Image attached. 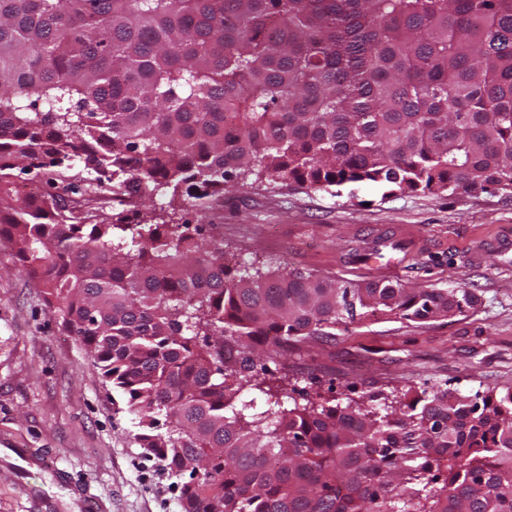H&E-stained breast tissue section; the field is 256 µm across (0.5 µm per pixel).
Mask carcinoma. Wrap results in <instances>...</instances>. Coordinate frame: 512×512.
Returning <instances> with one entry per match:
<instances>
[{
	"instance_id": "cac0c4a2",
	"label": "carcinoma",
	"mask_w": 512,
	"mask_h": 512,
	"mask_svg": "<svg viewBox=\"0 0 512 512\" xmlns=\"http://www.w3.org/2000/svg\"><path fill=\"white\" fill-rule=\"evenodd\" d=\"M16 170L51 191L14 205ZM265 182L512 192V0H0V237L183 512H512V387L285 405L288 349L478 297L240 271L176 219Z\"/></svg>"
}]
</instances>
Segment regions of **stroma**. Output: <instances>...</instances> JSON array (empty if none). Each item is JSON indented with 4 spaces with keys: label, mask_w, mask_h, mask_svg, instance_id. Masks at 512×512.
Listing matches in <instances>:
<instances>
[{
    "label": "stroma",
    "mask_w": 512,
    "mask_h": 512,
    "mask_svg": "<svg viewBox=\"0 0 512 512\" xmlns=\"http://www.w3.org/2000/svg\"><path fill=\"white\" fill-rule=\"evenodd\" d=\"M213 239L237 262L351 282L465 286L480 301L453 318L337 327L288 353L291 385L360 399L402 387L466 393L512 386V258L474 255L512 229V194H393L370 184L226 191ZM94 358L48 311L0 239V512H182L179 490L135 440Z\"/></svg>",
    "instance_id": "obj_1"
}]
</instances>
